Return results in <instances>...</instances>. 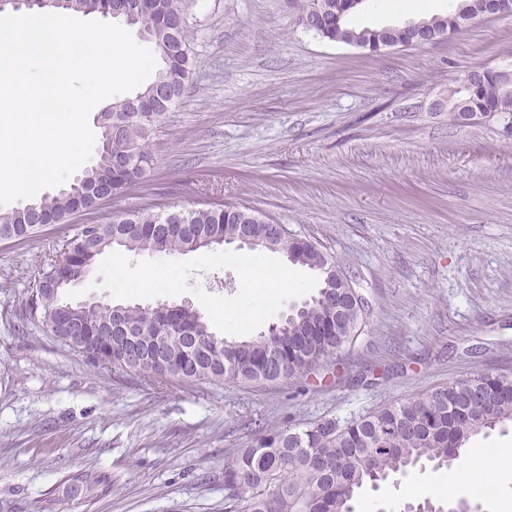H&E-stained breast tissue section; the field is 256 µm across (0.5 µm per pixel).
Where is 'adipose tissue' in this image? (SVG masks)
<instances>
[{"instance_id":"1","label":"adipose tissue","mask_w":512,"mask_h":512,"mask_svg":"<svg viewBox=\"0 0 512 512\" xmlns=\"http://www.w3.org/2000/svg\"><path fill=\"white\" fill-rule=\"evenodd\" d=\"M493 469L512 474V449H477L464 466L435 485L433 491L441 496L468 493L492 504L493 512H512V501L502 498L499 484L488 476Z\"/></svg>"}]
</instances>
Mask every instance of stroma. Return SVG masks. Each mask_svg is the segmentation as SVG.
Here are the masks:
<instances>
[{"label": "stroma", "mask_w": 512, "mask_h": 512, "mask_svg": "<svg viewBox=\"0 0 512 512\" xmlns=\"http://www.w3.org/2000/svg\"><path fill=\"white\" fill-rule=\"evenodd\" d=\"M454 0H367L352 20L399 26ZM195 73L151 132L154 164L101 207H247L341 260L366 323L315 373L276 384L157 382L90 364L30 317L43 265L84 215L0 241V512H224V466L266 428L351 420L480 372L512 373V129L451 121L448 87L512 69V16L378 53L307 31L284 0H188ZM287 273L270 296L242 266ZM155 277L151 291L131 286ZM318 280L283 254L226 244L175 256L115 249L72 299L190 301L217 334L278 323ZM111 488L68 496L72 474ZM412 469L365 488L354 512H404L447 478Z\"/></svg>", "instance_id": "obj_1"}]
</instances>
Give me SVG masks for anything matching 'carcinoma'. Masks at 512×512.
<instances>
[{
	"instance_id": "cac0c4a2",
	"label": "carcinoma",
	"mask_w": 512,
	"mask_h": 512,
	"mask_svg": "<svg viewBox=\"0 0 512 512\" xmlns=\"http://www.w3.org/2000/svg\"><path fill=\"white\" fill-rule=\"evenodd\" d=\"M65 12L112 11V0H66ZM136 25L150 30L161 60L155 77L135 95L112 103V134L102 136L97 160L76 182L18 211H0V240H22L42 224H62L77 213L94 215L102 198L141 182L152 162L150 132L182 95L196 68L191 35L184 21L185 0H126ZM318 20L314 33L330 41L375 47L386 38L381 28L361 27L338 18L340 0H287ZM428 38L462 30L454 13L422 19ZM448 115L458 121L456 106L490 117H512V82L490 74L478 85L448 90ZM261 217L246 207L215 206L191 210L148 204L106 220L90 219L64 241L60 257L47 262L31 290V316L90 363L129 370L162 382L242 384L273 383L305 377L325 354L353 342L363 324V301L354 288L341 300L320 283L317 293L276 326L248 340L228 341L212 331L190 305H125L121 313L135 338L114 336L102 343L94 336L111 323L113 306L102 303L75 314L56 283L93 266L106 251L175 255L205 248L209 239L236 241L250 228L263 229L261 248L288 256L315 273L340 262L308 241L283 237L257 224ZM512 423V374H476L426 393L385 404L350 421L319 419L303 428L258 429L250 445L233 450L224 466V512H353L351 502L372 486L408 467L460 464L470 439ZM74 491L96 497L106 493L110 476L77 474ZM427 512H474L466 499L424 497Z\"/></svg>"
}]
</instances>
